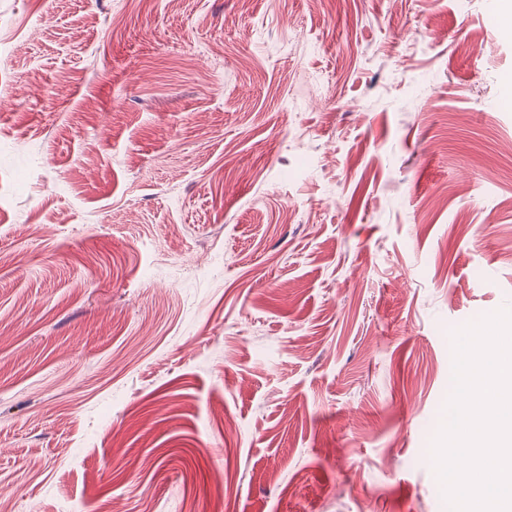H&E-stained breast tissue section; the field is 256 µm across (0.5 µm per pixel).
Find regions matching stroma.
Here are the masks:
<instances>
[{
  "mask_svg": "<svg viewBox=\"0 0 512 512\" xmlns=\"http://www.w3.org/2000/svg\"><path fill=\"white\" fill-rule=\"evenodd\" d=\"M502 12L0 0L9 512H449L450 333L512 308Z\"/></svg>",
  "mask_w": 512,
  "mask_h": 512,
  "instance_id": "obj_1",
  "label": "stroma"
}]
</instances>
